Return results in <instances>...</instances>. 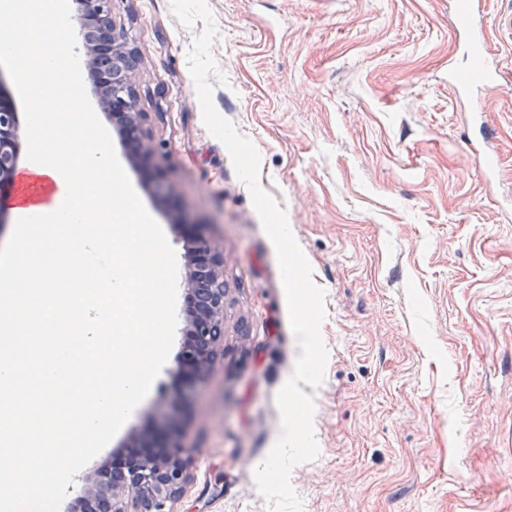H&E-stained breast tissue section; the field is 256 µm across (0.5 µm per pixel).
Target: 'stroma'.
I'll use <instances>...</instances> for the list:
<instances>
[{"label": "stroma", "mask_w": 512, "mask_h": 512, "mask_svg": "<svg viewBox=\"0 0 512 512\" xmlns=\"http://www.w3.org/2000/svg\"><path fill=\"white\" fill-rule=\"evenodd\" d=\"M477 25L501 73L472 110L455 0H207L227 78L213 104L261 154V185L326 291V376L314 394L316 460L291 485L303 512H512V0H480ZM137 50L139 106L166 140L173 194L91 90L82 107L163 237L172 312L162 358L128 419L80 464L109 463L179 378L166 369L185 325L183 244L206 222L224 245V352L186 412L197 446L172 512H272L255 468L281 435L276 395L300 353L273 243L224 145L205 128L187 27L170 0H115ZM481 141L491 178L471 150ZM189 202L196 221L180 223Z\"/></svg>", "instance_id": "1"}]
</instances>
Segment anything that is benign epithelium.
<instances>
[{
  "instance_id": "benign-epithelium-1",
  "label": "benign epithelium",
  "mask_w": 512,
  "mask_h": 512,
  "mask_svg": "<svg viewBox=\"0 0 512 512\" xmlns=\"http://www.w3.org/2000/svg\"><path fill=\"white\" fill-rule=\"evenodd\" d=\"M113 2L79 0L78 35L85 50V72L102 108L120 113L123 128L143 142V162L152 168L155 192L167 197L172 193L171 185L165 171L154 164L155 157L167 153V145L152 139L151 115L138 108L137 54L129 47L127 36L116 31ZM20 128L19 113L0 98V196L16 181ZM188 251L184 301L196 299L197 308L183 335L195 341L189 351L195 368L182 388L167 395L171 416L165 418L159 430L163 454L132 466L120 476L102 472L92 480L83 478L75 491V501L82 504L80 512H170L169 504L190 479L189 467L196 449L185 444L177 412L215 369L224 346V307L229 288L224 280L226 257L221 244L201 231L188 241Z\"/></svg>"
}]
</instances>
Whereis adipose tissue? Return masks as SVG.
Segmentation results:
<instances>
[{
    "label": "adipose tissue",
    "instance_id": "ef3b65f1",
    "mask_svg": "<svg viewBox=\"0 0 512 512\" xmlns=\"http://www.w3.org/2000/svg\"><path fill=\"white\" fill-rule=\"evenodd\" d=\"M14 20L0 32L24 88L31 133L10 200L16 225L0 259V335L24 337L0 349V455L37 461L42 476L0 468V512L20 494L63 496L81 459L124 423L161 357L170 329L168 256L123 188L112 143L83 111L61 118L82 87L66 59L68 18L61 0H0ZM129 318L125 333L107 315Z\"/></svg>",
    "mask_w": 512,
    "mask_h": 512
}]
</instances>
